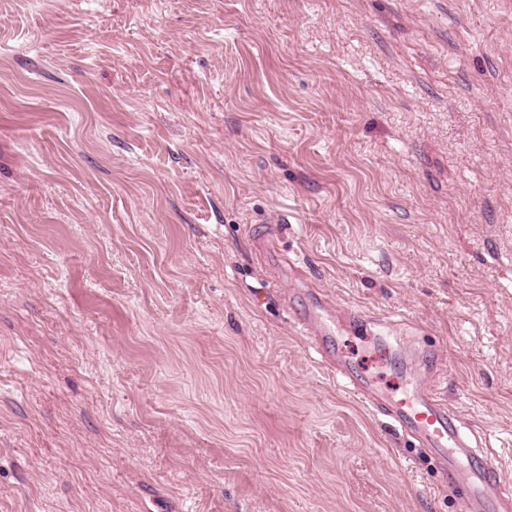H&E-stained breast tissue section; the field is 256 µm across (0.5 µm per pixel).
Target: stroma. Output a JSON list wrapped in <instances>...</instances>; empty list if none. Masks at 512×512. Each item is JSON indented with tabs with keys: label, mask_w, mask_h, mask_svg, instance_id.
Segmentation results:
<instances>
[{
	"label": "stroma",
	"mask_w": 512,
	"mask_h": 512,
	"mask_svg": "<svg viewBox=\"0 0 512 512\" xmlns=\"http://www.w3.org/2000/svg\"><path fill=\"white\" fill-rule=\"evenodd\" d=\"M314 292L512 483V0H0V512H456Z\"/></svg>",
	"instance_id": "obj_1"
}]
</instances>
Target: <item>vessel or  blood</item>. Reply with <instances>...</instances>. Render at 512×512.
<instances>
[{"label": "vessel or blood", "instance_id": "b4317fda", "mask_svg": "<svg viewBox=\"0 0 512 512\" xmlns=\"http://www.w3.org/2000/svg\"><path fill=\"white\" fill-rule=\"evenodd\" d=\"M304 335L324 347L330 330L318 310L302 319ZM329 362L344 377L347 390L372 410L386 416L391 426L416 438L430 448L442 480L458 495V512H512V499L502 492L503 475L499 461L479 459V441L466 435L456 412L449 408L435 383L408 374L401 393L385 390L376 380L356 374L342 354H330ZM478 458L477 466L465 469L461 460Z\"/></svg>", "mask_w": 512, "mask_h": 512}]
</instances>
